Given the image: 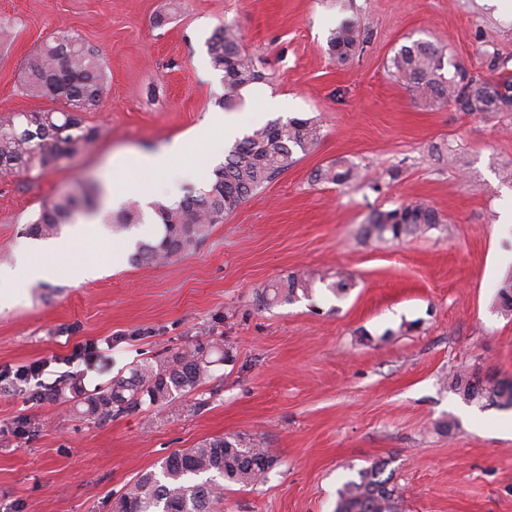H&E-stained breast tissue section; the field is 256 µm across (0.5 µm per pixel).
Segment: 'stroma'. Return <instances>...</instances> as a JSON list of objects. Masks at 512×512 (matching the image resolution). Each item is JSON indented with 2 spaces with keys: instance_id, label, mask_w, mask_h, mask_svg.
<instances>
[{
  "instance_id": "stroma-1",
  "label": "stroma",
  "mask_w": 512,
  "mask_h": 512,
  "mask_svg": "<svg viewBox=\"0 0 512 512\" xmlns=\"http://www.w3.org/2000/svg\"><path fill=\"white\" fill-rule=\"evenodd\" d=\"M368 38L347 62L327 40L342 19ZM0 116L54 108L28 96V55L66 30L105 65L100 106L83 112L98 131L84 151L42 172L0 178V266L34 245L26 233L42 203L112 176L127 196L171 203L191 188L183 173L212 172L225 144L204 130L221 112L224 80L207 41L229 25L263 78L229 117L249 134L291 117L318 121L309 154L252 195L196 250L166 263H111L108 244L148 241L152 213L123 232L104 213L98 240L45 256L49 273L0 310V371L46 362L40 380L0 389V512H112L125 485L177 449L243 436L275 449L254 486L224 493V512H334L337 492L382 461L403 512H512V409L465 402L444 382L474 370L512 382V316L495 307L512 271V112L433 111L393 77L387 61L425 40L474 75L512 77V0H0ZM183 152L168 175L136 165L173 139ZM458 156L446 166L430 148ZM125 165L113 171V157ZM339 160L368 176L399 168L381 192L318 183ZM424 202L445 223L397 243H363L371 210ZM91 257L104 272L74 284L60 267ZM304 271L309 297L258 308V289ZM349 275L336 298L331 285ZM223 341L201 393L173 408L142 407L103 421L72 403L33 400L75 375L86 392L153 356ZM92 347L72 360L76 344Z\"/></svg>"
}]
</instances>
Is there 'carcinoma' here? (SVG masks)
<instances>
[{"label": "carcinoma", "mask_w": 512, "mask_h": 512, "mask_svg": "<svg viewBox=\"0 0 512 512\" xmlns=\"http://www.w3.org/2000/svg\"><path fill=\"white\" fill-rule=\"evenodd\" d=\"M360 32L342 21L330 32L328 51L341 62L359 49ZM214 69L223 73L226 110L242 102L240 93L261 80L255 61L242 51L240 36L232 27L217 29L208 41ZM444 49L430 41L403 45L389 58L388 69L403 82L414 99L431 109L453 107L462 112H512V78L489 80L460 69L448 75ZM28 95L62 101L61 109L13 112L0 118V173L22 174L44 170L62 157L85 150L96 131L80 119L105 94L103 64L77 37L62 34L28 56L24 67ZM509 90L499 94V88ZM320 139V126L312 118L275 120L254 129L233 144L224 163L212 171L209 184L189 190L182 199L159 202L154 212L161 236L142 241L133 262L157 263L185 254L200 243L212 224L223 222L248 198L292 168ZM315 180L344 185L361 180L357 165L338 161L321 168ZM94 208V196L64 195L46 202L28 227L36 238L58 235L81 211ZM445 223L433 207L411 203L392 210H374L362 225L364 239L401 241ZM309 276L290 275L257 294L259 305L292 302L312 290ZM497 308L512 313V272L500 282ZM219 344L199 343L171 358H148L129 376L112 380L101 391L87 393L78 378L61 379L38 393L39 399L71 395L82 414L100 420L136 411L144 405L161 409L193 392L211 379V355ZM448 387L467 402H487L512 407V384L472 371L448 376ZM277 463L270 448L243 437L216 436L193 448L169 453L143 472L115 500L116 512H217L224 504V490L233 485L249 487L263 481ZM385 465L376 463L347 481L337 493L335 512H402V497L384 476Z\"/></svg>", "instance_id": "carcinoma-1"}]
</instances>
